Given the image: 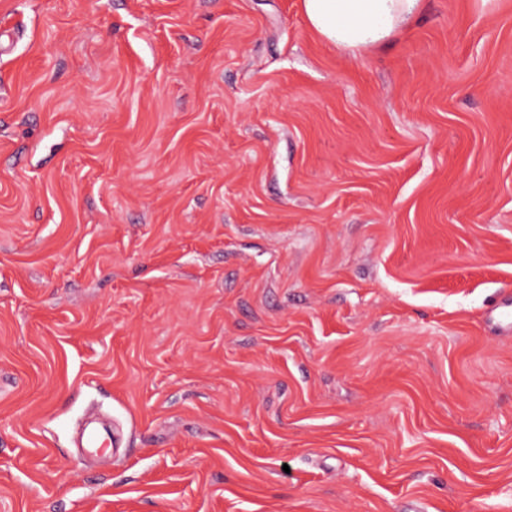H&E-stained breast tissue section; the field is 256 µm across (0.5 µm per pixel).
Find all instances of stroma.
<instances>
[{"mask_svg": "<svg viewBox=\"0 0 512 512\" xmlns=\"http://www.w3.org/2000/svg\"><path fill=\"white\" fill-rule=\"evenodd\" d=\"M509 297L512 0H0V512H512ZM423 0H303L309 25L352 52L367 51L419 14Z\"/></svg>", "mask_w": 512, "mask_h": 512, "instance_id": "1", "label": "stroma"}]
</instances>
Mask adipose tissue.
<instances>
[{"label":"adipose tissue","mask_w":512,"mask_h":512,"mask_svg":"<svg viewBox=\"0 0 512 512\" xmlns=\"http://www.w3.org/2000/svg\"><path fill=\"white\" fill-rule=\"evenodd\" d=\"M422 0H303L309 25L336 46L369 50L419 14Z\"/></svg>","instance_id":"ef3b65f1"}]
</instances>
